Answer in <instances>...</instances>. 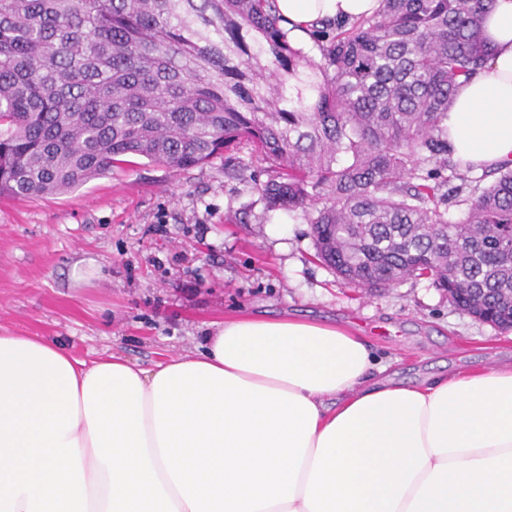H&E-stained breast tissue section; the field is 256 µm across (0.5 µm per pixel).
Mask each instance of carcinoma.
Segmentation results:
<instances>
[{
    "mask_svg": "<svg viewBox=\"0 0 512 512\" xmlns=\"http://www.w3.org/2000/svg\"><path fill=\"white\" fill-rule=\"evenodd\" d=\"M493 0H381L293 46L276 0H0V196L73 192L123 156L173 170L246 140L346 283L427 278L512 329V166L460 172L443 127ZM466 206L450 224L448 197Z\"/></svg>",
    "mask_w": 512,
    "mask_h": 512,
    "instance_id": "cac0c4a2",
    "label": "carcinoma"
}]
</instances>
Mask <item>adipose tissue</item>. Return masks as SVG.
I'll return each mask as SVG.
<instances>
[{"mask_svg":"<svg viewBox=\"0 0 512 512\" xmlns=\"http://www.w3.org/2000/svg\"><path fill=\"white\" fill-rule=\"evenodd\" d=\"M292 40L380 0H277ZM444 121L455 158L512 163V0ZM313 321L225 320L143 368L0 332V512H512V364L401 386Z\"/></svg>","mask_w":512,"mask_h":512,"instance_id":"obj_1","label":"adipose tissue"}]
</instances>
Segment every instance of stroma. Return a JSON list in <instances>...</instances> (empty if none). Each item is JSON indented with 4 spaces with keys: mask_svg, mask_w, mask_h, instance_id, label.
Returning a JSON list of instances; mask_svg holds the SVG:
<instances>
[{
    "mask_svg": "<svg viewBox=\"0 0 512 512\" xmlns=\"http://www.w3.org/2000/svg\"><path fill=\"white\" fill-rule=\"evenodd\" d=\"M270 175L244 141L188 170L137 157L68 194L0 197V331L148 368L194 352L212 323L257 313L347 327L405 385L512 362V330L429 280L344 284L302 211L268 210L256 186Z\"/></svg>",
    "mask_w": 512,
    "mask_h": 512,
    "instance_id": "obj_1",
    "label": "stroma"
}]
</instances>
